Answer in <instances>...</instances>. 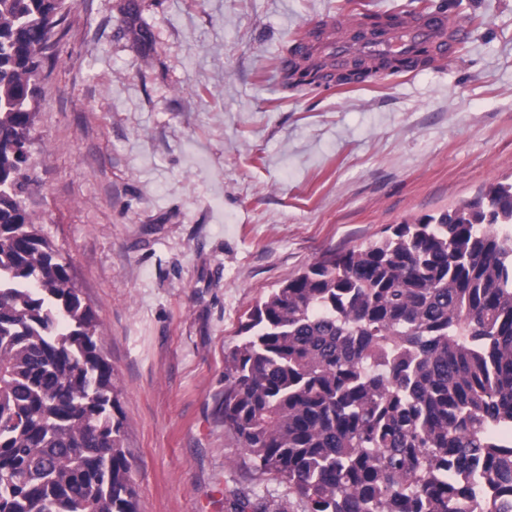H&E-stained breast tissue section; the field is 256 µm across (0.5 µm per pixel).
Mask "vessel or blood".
<instances>
[{
  "mask_svg": "<svg viewBox=\"0 0 512 512\" xmlns=\"http://www.w3.org/2000/svg\"><path fill=\"white\" fill-rule=\"evenodd\" d=\"M354 26V21L343 16L316 23L303 32L299 43L320 57H351L364 50L362 44L344 36L345 31ZM468 28V22L462 18L451 19L444 14H418L414 19L382 35L378 49L389 55L407 56L417 47L425 46L434 56L443 57L448 52L449 44L466 38Z\"/></svg>",
  "mask_w": 512,
  "mask_h": 512,
  "instance_id": "b4317fda",
  "label": "vessel or blood"
}]
</instances>
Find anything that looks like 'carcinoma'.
Here are the masks:
<instances>
[{
    "instance_id": "carcinoma-1",
    "label": "carcinoma",
    "mask_w": 512,
    "mask_h": 512,
    "mask_svg": "<svg viewBox=\"0 0 512 512\" xmlns=\"http://www.w3.org/2000/svg\"><path fill=\"white\" fill-rule=\"evenodd\" d=\"M71 5L0 0V512H137L103 331L26 204L34 80ZM333 67L299 50L285 83L393 63ZM239 333L224 425L309 512H512V183L323 256Z\"/></svg>"
}]
</instances>
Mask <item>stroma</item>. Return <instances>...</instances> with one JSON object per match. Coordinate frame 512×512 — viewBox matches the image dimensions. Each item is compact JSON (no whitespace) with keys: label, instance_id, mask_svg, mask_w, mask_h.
<instances>
[{"label":"stroma","instance_id":"1","mask_svg":"<svg viewBox=\"0 0 512 512\" xmlns=\"http://www.w3.org/2000/svg\"><path fill=\"white\" fill-rule=\"evenodd\" d=\"M442 10L454 57L287 89L312 23ZM35 80L28 199L100 322L138 512H309L224 426V355L257 301L512 183V0H74Z\"/></svg>","mask_w":512,"mask_h":512}]
</instances>
